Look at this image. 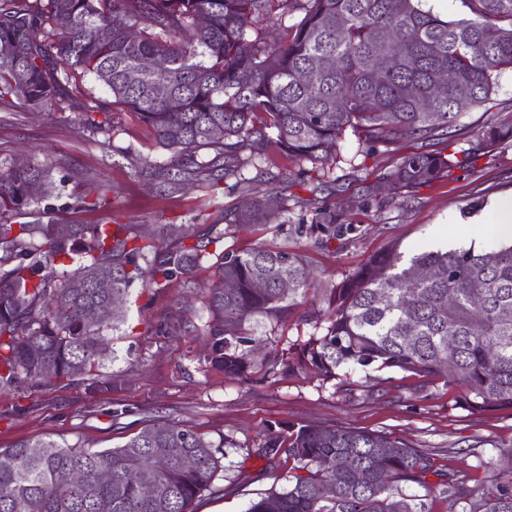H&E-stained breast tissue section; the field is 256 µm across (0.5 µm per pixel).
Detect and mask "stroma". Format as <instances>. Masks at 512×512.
Returning <instances> with one entry per match:
<instances>
[{"label": "stroma", "instance_id": "stroma-1", "mask_svg": "<svg viewBox=\"0 0 512 512\" xmlns=\"http://www.w3.org/2000/svg\"><path fill=\"white\" fill-rule=\"evenodd\" d=\"M82 84L85 97L53 116L0 106V156L34 150L37 160L51 164L55 179L65 183L62 194L43 201L29 221L134 224L149 236L167 224L200 230L214 224L222 237L210 252L231 253L261 243L285 246L303 252L314 283L328 287L394 241L409 254L437 247L483 248L490 242L484 219L512 195V146L505 145L471 168L453 170L400 195L395 203L378 207L365 197L367 186L402 156L450 145L465 148L473 129L511 116L510 71L500 75L489 102L462 116L454 141L405 140L364 157L349 132L339 144L337 164L275 152L268 159L242 163L239 181L215 194L201 186L164 189L170 155L133 114L113 112L111 136L86 128L85 109L112 96L93 76H84ZM93 188L106 195L108 206L83 207L82 197ZM270 192L285 199L286 209L275 222L246 230L233 225L235 213L254 196ZM322 210L334 211L344 231L327 241L298 235V227L315 223ZM214 280L213 269L203 266L162 291L135 283L122 322L109 334L114 356L95 368L106 387L91 391L79 384L41 387L25 382L0 389V448L29 437L113 448L146 422L177 424L223 446L213 486L196 499L194 512H245L258 494L278 486L288 462L235 493L223 492L239 472L265 467L256 450L274 423L384 431L425 450L471 487L488 484L506 469L512 410L470 412L456 406L453 392L439 381L421 392L395 380L347 394L302 375L252 385L225 379L203 358L196 339L208 321L200 290ZM163 318L189 322L194 332L178 338L156 335L154 327Z\"/></svg>", "mask_w": 512, "mask_h": 512}]
</instances>
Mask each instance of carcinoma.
Segmentation results:
<instances>
[{
    "label": "carcinoma",
    "mask_w": 512,
    "mask_h": 512,
    "mask_svg": "<svg viewBox=\"0 0 512 512\" xmlns=\"http://www.w3.org/2000/svg\"><path fill=\"white\" fill-rule=\"evenodd\" d=\"M426 0H0V102L17 101L54 113L84 95L79 77L91 74L112 95V108L135 115L170 153L163 183L176 190L188 177L216 190L238 173L239 154L261 157L275 147L293 158H329L347 130L358 153L405 139H451L462 111L491 99L497 79L512 70V0H462L468 17L444 20ZM302 18L291 26L284 19ZM204 15L200 27L195 17ZM108 27L111 36H101ZM384 28L393 39L381 43ZM485 42L472 55L466 45ZM326 55L331 64L312 85L296 74ZM155 57L159 66L139 71ZM382 79L372 83L368 71ZM454 79L432 110L412 94L430 92L436 73ZM181 114L174 123L171 115ZM87 111L86 126L112 130L110 119ZM264 116L261 125L253 122ZM512 141V118L475 132V145L448 154H408L383 181L367 188L381 206L388 191L410 190ZM213 151L187 171L186 158ZM57 189L53 168L31 157L0 159V388L24 381L100 385L90 376L110 350L104 330L118 322L107 295L91 287L95 272L112 266V294L122 298L138 280L156 288L188 276L208 257L203 234L168 224L143 242L137 225L18 224ZM284 209L267 195L235 223L267 224ZM311 230L336 236V214ZM216 282L201 289L208 313L207 361L224 377L265 382L277 374H309L338 391L363 382L391 381L397 372L422 391L432 378L455 391L474 412L512 409V243L477 251L436 248L404 260L393 243L343 282L319 288L299 252L260 244L215 262ZM62 267L64 279L40 275ZM431 268L434 278L415 273ZM288 280L292 288H281ZM262 280L266 287L257 288ZM234 288L226 291L224 284ZM456 302L448 304V293ZM325 322L299 348L266 349L261 326H279L306 301ZM98 310L88 321L85 311ZM456 345L448 350V337ZM364 373V379L354 375ZM293 460L287 486L250 501L245 512H426L417 487L435 488L463 512H512V475L476 491L427 452L381 431L336 426H271L258 455L268 466L240 473L227 489L258 480ZM195 466H182L184 456ZM327 458L330 466H321ZM219 460L214 445L176 424H147L116 448L93 449L48 439H23L0 448V512H193L212 487ZM112 479H98L99 471ZM75 475L61 483L59 474ZM440 481L432 483L429 477ZM158 491L147 496L142 485Z\"/></svg>",
    "instance_id": "cac0c4a2"
}]
</instances>
